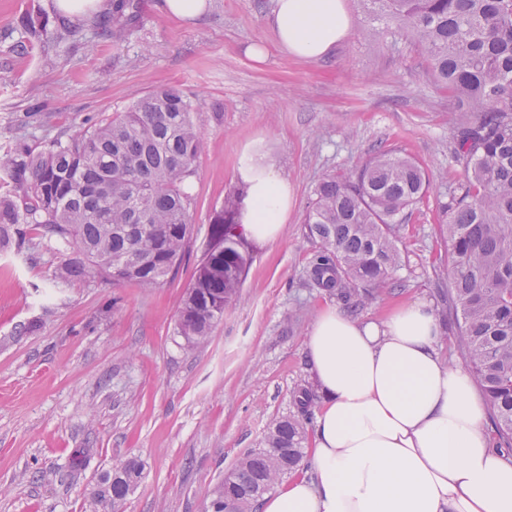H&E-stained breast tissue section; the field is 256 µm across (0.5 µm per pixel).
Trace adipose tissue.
Segmentation results:
<instances>
[{
  "instance_id": "ef3b65f1",
  "label": "adipose tissue",
  "mask_w": 512,
  "mask_h": 512,
  "mask_svg": "<svg viewBox=\"0 0 512 512\" xmlns=\"http://www.w3.org/2000/svg\"><path fill=\"white\" fill-rule=\"evenodd\" d=\"M277 46L313 60L347 37L343 0H273ZM243 221L261 239L288 219L287 181L255 154ZM305 351L323 395L311 464L266 496L261 512H512V458L494 448L467 368L441 353L430 305L412 301L382 323L329 308Z\"/></svg>"
}]
</instances>
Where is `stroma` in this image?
Listing matches in <instances>:
<instances>
[{"label":"stroma","mask_w":512,"mask_h":512,"mask_svg":"<svg viewBox=\"0 0 512 512\" xmlns=\"http://www.w3.org/2000/svg\"><path fill=\"white\" fill-rule=\"evenodd\" d=\"M113 0L69 13L58 0H0V151L35 150L102 121L161 87L194 105L205 141L187 180L192 235L173 277L156 288L77 279L63 285V252L26 225L0 252V512H94L101 475L142 466L124 512H207L212 493L273 420L293 412L310 381L304 340L337 301L306 287L316 243L305 228L313 189L395 149L456 183L459 119L411 43L380 34L361 0H344L354 25L335 53L302 60L272 45V0H209L185 22L162 0H133L118 35L98 30ZM269 42L265 62L248 46ZM267 152L292 189L278 237H249L241 295L208 341L187 347L178 310L225 195L245 184L250 155ZM402 266L371 289L361 320L381 321L423 300L441 326V351L461 361L459 328L434 270L448 262L432 199L400 232Z\"/></svg>","instance_id":"stroma-1"}]
</instances>
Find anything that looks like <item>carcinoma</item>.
<instances>
[{"label":"carcinoma","mask_w":512,"mask_h":512,"mask_svg":"<svg viewBox=\"0 0 512 512\" xmlns=\"http://www.w3.org/2000/svg\"><path fill=\"white\" fill-rule=\"evenodd\" d=\"M367 16L389 21L426 57L462 122L454 151L461 180L436 198L439 230L450 247L449 302L460 315L459 346L492 413L500 444L512 447V0H363ZM204 141L183 91L155 90L128 110L42 150L16 144L0 156L12 188L0 191V248L20 225L46 227L70 251L59 270L66 283L90 276L155 288L177 271L191 233L185 180ZM429 174L392 151L375 154L343 176L324 175L306 218L321 247L305 282L351 309L361 294L393 279L397 240L410 211L427 196ZM245 190L212 217L209 246L179 307L177 333L188 345L210 336L239 298L250 260L247 240L231 234ZM315 394L300 384L292 415L275 420L263 446L224 473L211 512H235L239 491H269L296 471ZM142 474L128 460L93 492L102 512H123Z\"/></svg>","instance_id":"carcinoma-1"}]
</instances>
